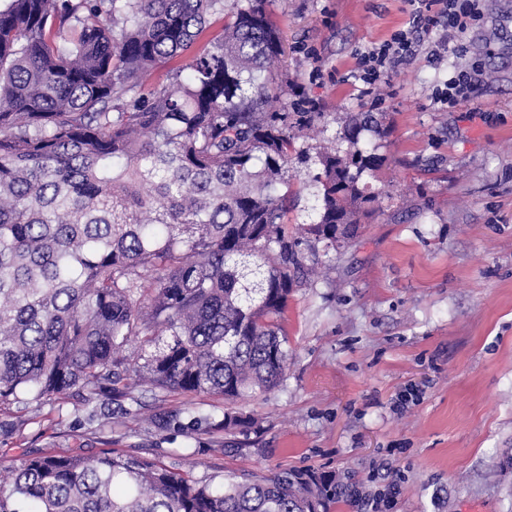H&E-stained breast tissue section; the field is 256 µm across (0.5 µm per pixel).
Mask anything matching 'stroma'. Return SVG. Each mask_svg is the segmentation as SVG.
I'll use <instances>...</instances> for the list:
<instances>
[{
    "mask_svg": "<svg viewBox=\"0 0 512 512\" xmlns=\"http://www.w3.org/2000/svg\"><path fill=\"white\" fill-rule=\"evenodd\" d=\"M463 54L416 52L371 94L357 53L409 22L407 0H274L291 81L336 119L378 116V208L326 274L288 305L289 365L274 390L238 401L258 419L220 429L222 397L136 388L88 420L84 395L0 407V459L23 452L156 459L198 482L248 469L336 472L360 497L331 512H512V0H480ZM479 63L475 98L453 111L432 93L449 66ZM208 417L166 431L157 417Z\"/></svg>",
    "mask_w": 512,
    "mask_h": 512,
    "instance_id": "stroma-1",
    "label": "stroma"
}]
</instances>
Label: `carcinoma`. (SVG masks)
<instances>
[{
    "mask_svg": "<svg viewBox=\"0 0 512 512\" xmlns=\"http://www.w3.org/2000/svg\"><path fill=\"white\" fill-rule=\"evenodd\" d=\"M270 2L0 0V406L284 380L288 301L376 212L384 157L360 142L383 129L349 113L345 149L310 143L328 113L279 71ZM220 14L210 49L146 84ZM309 184L314 219L292 224ZM0 470V512H330L339 494L330 474L213 485L114 448Z\"/></svg>",
    "mask_w": 512,
    "mask_h": 512,
    "instance_id": "1",
    "label": "carcinoma"
}]
</instances>
